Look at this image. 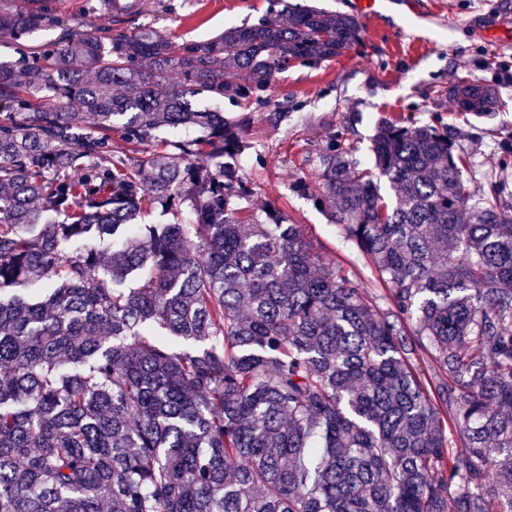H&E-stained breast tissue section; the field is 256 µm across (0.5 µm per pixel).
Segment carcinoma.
<instances>
[{
  "label": "carcinoma",
  "instance_id": "obj_1",
  "mask_svg": "<svg viewBox=\"0 0 512 512\" xmlns=\"http://www.w3.org/2000/svg\"><path fill=\"white\" fill-rule=\"evenodd\" d=\"M51 25L0 6V38ZM360 31L268 0L201 41L71 32L0 65V512H512V150L475 202L440 116L380 121L370 168L329 133L292 189L383 307L276 202L251 208L254 113L189 98L260 102Z\"/></svg>",
  "mask_w": 512,
  "mask_h": 512
}]
</instances>
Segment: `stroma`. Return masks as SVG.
Returning a JSON list of instances; mask_svg holds the SVG:
<instances>
[{
    "label": "stroma",
    "mask_w": 512,
    "mask_h": 512,
    "mask_svg": "<svg viewBox=\"0 0 512 512\" xmlns=\"http://www.w3.org/2000/svg\"><path fill=\"white\" fill-rule=\"evenodd\" d=\"M57 15L72 20L78 32L130 34L156 25L175 40L204 39L229 26L255 24L267 0H142L138 14L116 17L103 0H46ZM434 11L435 24H418L413 14L400 19H361V41L341 55L315 65L294 64L274 77L267 103L279 105L284 118L271 124L257 119L247 129L252 148L241 176L255 189L254 209L277 202L322 252L339 263L368 292L383 295L376 274L355 244L308 198L292 191L299 176L315 181L306 164L328 130L347 129L364 162H371V138L380 118L406 114L427 124L435 117L456 124L461 145L472 157V190H480L495 172L497 155L512 141V0H413ZM466 11L469 21L453 26L451 9ZM474 79L494 92L490 117L463 119L448 89Z\"/></svg>",
    "instance_id": "1"
}]
</instances>
